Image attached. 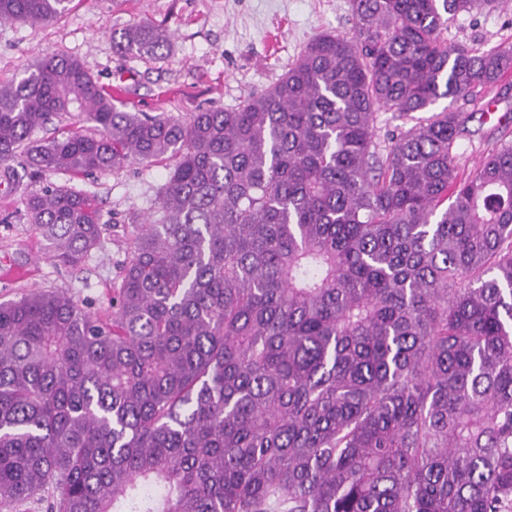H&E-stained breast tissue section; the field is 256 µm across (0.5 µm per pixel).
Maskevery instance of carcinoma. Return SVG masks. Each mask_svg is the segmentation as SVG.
Wrapping results in <instances>:
<instances>
[{
  "mask_svg": "<svg viewBox=\"0 0 512 512\" xmlns=\"http://www.w3.org/2000/svg\"><path fill=\"white\" fill-rule=\"evenodd\" d=\"M72 0H0L41 24ZM498 0H351L238 108L128 112L81 63L0 84V185L48 257L101 248L91 194L31 191L166 162L131 214L112 314L0 302V507L46 512H512V141L467 174V105L512 44L443 39ZM164 58L148 23L112 35ZM401 124L379 135L378 111ZM79 126L40 138L53 118Z\"/></svg>",
  "mask_w": 512,
  "mask_h": 512,
  "instance_id": "carcinoma-1",
  "label": "carcinoma"
}]
</instances>
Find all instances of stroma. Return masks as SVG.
<instances>
[{
  "instance_id": "35a3bbf8",
  "label": "stroma",
  "mask_w": 512,
  "mask_h": 512,
  "mask_svg": "<svg viewBox=\"0 0 512 512\" xmlns=\"http://www.w3.org/2000/svg\"><path fill=\"white\" fill-rule=\"evenodd\" d=\"M141 22L170 33L164 59L123 57L114 49L113 33ZM353 24L351 0H74L70 11L49 24L0 23V82L20 77L43 56L66 54L101 84L122 85L125 94L117 106L126 111L176 116L232 109L275 84L315 35H349ZM445 37L483 50L512 43V0L459 17ZM491 96L495 112L458 146L462 170H471L500 138L512 139V77ZM166 176L164 165L139 163L74 181L63 174L27 175L33 189L70 182L95 196L107 222L105 244L76 267L48 258L18 197L0 189V218L12 217L11 223L0 221V301L36 289H61L91 312L108 316L126 247L125 225L111 218L151 210Z\"/></svg>"
}]
</instances>
